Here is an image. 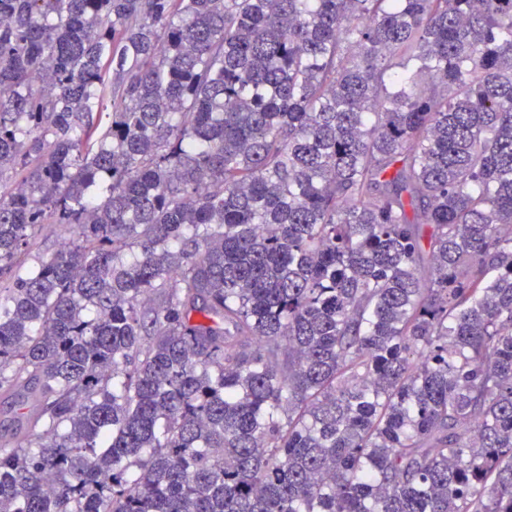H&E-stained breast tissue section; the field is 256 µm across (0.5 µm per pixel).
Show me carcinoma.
<instances>
[{"mask_svg":"<svg viewBox=\"0 0 512 512\" xmlns=\"http://www.w3.org/2000/svg\"><path fill=\"white\" fill-rule=\"evenodd\" d=\"M0 391V512H512V0H0ZM72 235L69 226L62 224H45L37 236L36 244L28 252L24 269H33L38 265L39 257L57 250Z\"/></svg>","mask_w":512,"mask_h":512,"instance_id":"obj_1","label":"carcinoma"}]
</instances>
